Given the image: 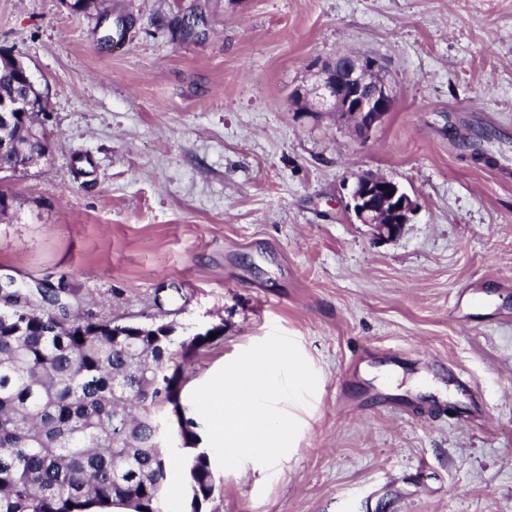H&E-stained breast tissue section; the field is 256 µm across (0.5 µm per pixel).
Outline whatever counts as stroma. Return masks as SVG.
<instances>
[{
  "label": "stroma",
  "mask_w": 512,
  "mask_h": 512,
  "mask_svg": "<svg viewBox=\"0 0 512 512\" xmlns=\"http://www.w3.org/2000/svg\"><path fill=\"white\" fill-rule=\"evenodd\" d=\"M196 8L209 36L173 38ZM0 48L51 143L0 172V279L222 326L180 361L204 449L192 391L272 330L319 374L293 457L213 467L202 512H512V0H0ZM342 51L396 97L365 138L292 101ZM365 171L418 203L397 240L347 211Z\"/></svg>",
  "instance_id": "35a3bbf8"
}]
</instances>
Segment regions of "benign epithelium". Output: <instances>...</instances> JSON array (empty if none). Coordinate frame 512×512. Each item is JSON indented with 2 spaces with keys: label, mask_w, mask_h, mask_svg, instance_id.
Here are the masks:
<instances>
[{
  "label": "benign epithelium",
  "mask_w": 512,
  "mask_h": 512,
  "mask_svg": "<svg viewBox=\"0 0 512 512\" xmlns=\"http://www.w3.org/2000/svg\"><path fill=\"white\" fill-rule=\"evenodd\" d=\"M379 66L377 59L358 52L336 54L314 68L313 87L306 94H298L301 107L308 113L334 112L357 134L369 135L395 106L393 90L378 75ZM32 111L26 99L3 102L0 127L11 126L17 116L25 117ZM348 209L359 223L372 229L374 237L393 241L411 222L418 204L397 182L374 172H364L352 185ZM174 416H179L175 407L159 424L157 434L163 443L176 430Z\"/></svg>",
  "instance_id": "obj_1"
}]
</instances>
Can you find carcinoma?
I'll return each mask as SVG.
<instances>
[{"label": "carcinoma", "instance_id": "cac0c4a2", "mask_svg": "<svg viewBox=\"0 0 512 512\" xmlns=\"http://www.w3.org/2000/svg\"><path fill=\"white\" fill-rule=\"evenodd\" d=\"M0 60V102L22 95ZM0 170L15 148L42 156L28 130L0 132ZM74 312L63 289H25L0 308V512H165L172 453L194 457L185 473L193 512L214 489L205 453L156 445L154 425L171 401L166 377L178 353L197 349L177 328L146 326L135 342Z\"/></svg>", "mask_w": 512, "mask_h": 512}]
</instances>
